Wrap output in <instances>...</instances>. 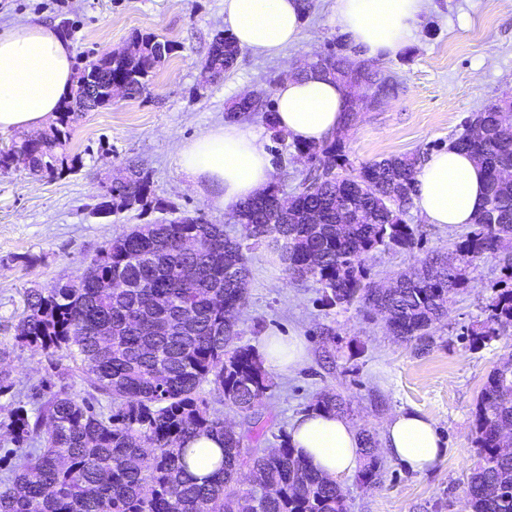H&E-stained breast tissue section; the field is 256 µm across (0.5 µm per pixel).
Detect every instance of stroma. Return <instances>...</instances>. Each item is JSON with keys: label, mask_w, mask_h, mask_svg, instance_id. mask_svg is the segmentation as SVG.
<instances>
[{"label": "stroma", "mask_w": 512, "mask_h": 512, "mask_svg": "<svg viewBox=\"0 0 512 512\" xmlns=\"http://www.w3.org/2000/svg\"><path fill=\"white\" fill-rule=\"evenodd\" d=\"M41 24L69 41L75 66L125 48L133 35L151 33L178 49L151 75L147 94L119 98L85 112L70 128L66 153L78 157L76 172L49 178L23 166L0 169V349L15 386L0 396V456L12 447L2 424L16 403L35 411L49 392L45 382L85 394L70 377L69 361L35 352L15 339L24 294L80 275L108 243L139 224L199 216L240 236L231 208L189 185L176 163L181 142L223 125L225 109L252 92L274 95L278 84L316 55L341 48L363 58L336 23L335 0H312L299 39L280 55L242 49L223 78L205 82L202 64L214 36L226 32L224 0H0V29ZM399 82L396 96L378 108L360 109L343 135L352 166L391 155L430 154L447 148L472 112L512 92V0H431L413 39L396 56L378 59ZM274 167L273 185L289 192L308 163L292 142L274 143L263 113L245 115ZM150 176L147 202L108 215L96 214L106 185L126 165ZM403 219L418 225L421 240L410 250L372 252L371 278L387 283L393 272L435 251L454 250L462 226L429 224L408 209ZM247 306L238 316L244 343L261 337H302L305 365L277 371L258 413L271 430L288 429L315 395L335 389L347 402L345 418L359 430L382 436L400 412L416 410L435 424L444 454L431 470L414 472L374 454L379 482L360 473L340 480L348 512H462L466 479L478 460L476 410L493 368L512 357V334L473 349L468 328L486 317L501 278L497 260L484 258L465 269L466 286L450 304L447 320L434 330L426 350L392 336L382 315L352 304L329 309L313 280L292 277L279 260L259 249L250 262Z\"/></svg>", "instance_id": "obj_1"}]
</instances>
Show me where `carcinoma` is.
Listing matches in <instances>:
<instances>
[{
  "label": "carcinoma",
  "mask_w": 512,
  "mask_h": 512,
  "mask_svg": "<svg viewBox=\"0 0 512 512\" xmlns=\"http://www.w3.org/2000/svg\"><path fill=\"white\" fill-rule=\"evenodd\" d=\"M175 47L154 34L137 33L128 50L105 55L78 69L53 136L28 137L0 150V167L22 164L34 174L70 171L62 153L69 126L86 111L92 85L106 78L147 91L149 76ZM240 48L233 37H214L204 68L221 78ZM320 72L347 90L343 128L357 119V102L381 92L393 95L397 79L335 50ZM266 114L273 139V105L263 96H244L227 110L230 118ZM451 145L474 155L486 175V202L471 230L444 257L397 274V287H374L366 260L380 249L413 248L419 226L402 215L413 204L420 157L416 154L366 163L349 173L342 128L325 141L294 144L311 165L290 197L288 212L275 201L272 185L263 198L233 205L241 238L224 225L183 216L141 224L101 250L78 277L26 291V310L16 339L72 363L71 376L89 388L78 399L65 388L30 414L23 406L6 425L17 445L14 463L0 479V512H347L336 482L295 454L288 436L269 451L253 445L265 436L255 407L274 386L259 353L240 343L226 325L224 303L244 306L250 269L247 253L261 247L276 254L294 277H310L328 308L355 302L386 317L393 335L425 349L433 329L448 317L450 298L465 287L462 265L494 256L504 279L487 306L486 319L467 330L469 344L482 347L512 328V95L473 112ZM150 192L148 173L135 166L113 181L99 211L130 208ZM185 237L195 250L179 247ZM121 276L127 287L103 293L94 280ZM210 385L224 405L252 422L250 435L211 412L201 393ZM105 398L110 411L95 408ZM311 407L343 410L335 390L320 392ZM478 462L467 478L464 512H512V361L487 378L477 405ZM201 436L221 439V459L198 481L190 472V444ZM367 463L363 483L375 485L379 466L375 440L360 434Z\"/></svg>",
  "instance_id": "1"
}]
</instances>
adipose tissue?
I'll use <instances>...</instances> for the list:
<instances>
[{
  "instance_id": "1",
  "label": "adipose tissue",
  "mask_w": 512,
  "mask_h": 512,
  "mask_svg": "<svg viewBox=\"0 0 512 512\" xmlns=\"http://www.w3.org/2000/svg\"><path fill=\"white\" fill-rule=\"evenodd\" d=\"M429 0H336V22L367 57L396 55L413 37ZM300 0H224V22L239 46L275 55L301 31ZM74 77L73 55L58 31L18 24L0 31V132L36 130L56 118ZM342 83L310 74L288 77L277 87L274 110L279 127L298 143H317L341 122ZM180 172L193 186H206L222 205L258 195L273 167L259 135L241 122L210 129L182 142ZM413 198L430 224L473 223L485 203V178L476 160L455 149L433 153L416 174ZM264 364L276 371L298 370L307 352L301 337H263ZM288 441L319 474L331 480L354 473L361 463L358 432L342 415L310 410L297 415ZM383 445L415 472L432 469L443 450L433 421L402 412L384 429Z\"/></svg>"
}]
</instances>
